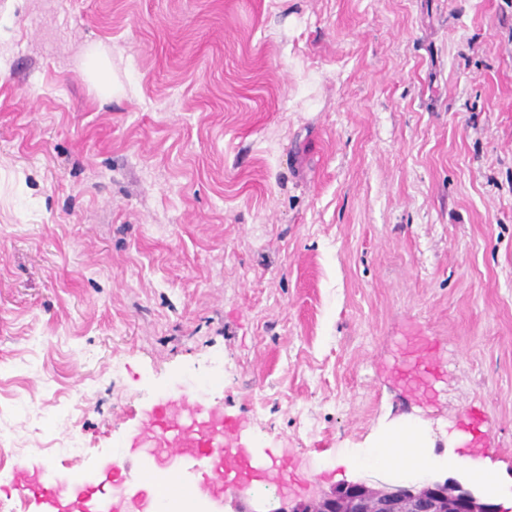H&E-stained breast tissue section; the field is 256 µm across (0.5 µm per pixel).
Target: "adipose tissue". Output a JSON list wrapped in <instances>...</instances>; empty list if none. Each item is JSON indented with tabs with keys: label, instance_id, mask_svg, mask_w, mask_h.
<instances>
[{
	"label": "adipose tissue",
	"instance_id": "1",
	"mask_svg": "<svg viewBox=\"0 0 512 512\" xmlns=\"http://www.w3.org/2000/svg\"><path fill=\"white\" fill-rule=\"evenodd\" d=\"M351 460L358 465H375L419 478L431 475L437 464L427 450L424 427L415 422L392 426L373 446L352 454Z\"/></svg>",
	"mask_w": 512,
	"mask_h": 512
}]
</instances>
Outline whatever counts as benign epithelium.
<instances>
[{"label":"benign epithelium","instance_id":"benign-epithelium-1","mask_svg":"<svg viewBox=\"0 0 512 512\" xmlns=\"http://www.w3.org/2000/svg\"><path fill=\"white\" fill-rule=\"evenodd\" d=\"M279 507L242 489L233 512H502L477 487L448 477L423 480L344 481L326 491L314 483L300 491H283Z\"/></svg>","mask_w":512,"mask_h":512}]
</instances>
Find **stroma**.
Wrapping results in <instances>:
<instances>
[{
	"instance_id": "1",
	"label": "stroma",
	"mask_w": 512,
	"mask_h": 512,
	"mask_svg": "<svg viewBox=\"0 0 512 512\" xmlns=\"http://www.w3.org/2000/svg\"><path fill=\"white\" fill-rule=\"evenodd\" d=\"M190 380L293 484L414 419L512 512V0H0V505Z\"/></svg>"
}]
</instances>
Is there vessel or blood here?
I'll use <instances>...</instances> for the list:
<instances>
[{
  "label": "vessel or blood",
  "instance_id": "obj_1",
  "mask_svg": "<svg viewBox=\"0 0 512 512\" xmlns=\"http://www.w3.org/2000/svg\"><path fill=\"white\" fill-rule=\"evenodd\" d=\"M242 431L241 424L229 421L222 408L203 397L197 387L189 386L177 396L161 395L151 409L143 411L138 427L128 436L130 451L117 453L125 477L136 479L155 472L166 475V482L156 486L150 500H134L73 475L57 477L47 463L34 470L29 462H17L10 481L22 506L38 504L42 512H70L98 493L108 501L106 512H165L167 498L176 493L174 463L183 458L198 464L200 478L191 492L201 497L233 494L235 481L249 474L261 475L266 486L288 483L287 458L253 454Z\"/></svg>",
  "mask_w": 512,
  "mask_h": 512
}]
</instances>
